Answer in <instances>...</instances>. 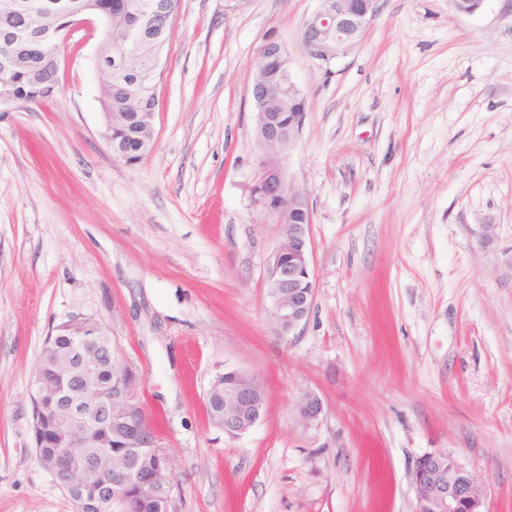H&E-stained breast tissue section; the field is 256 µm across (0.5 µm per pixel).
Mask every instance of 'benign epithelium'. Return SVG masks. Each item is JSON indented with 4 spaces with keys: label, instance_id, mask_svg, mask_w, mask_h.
<instances>
[{
    "label": "benign epithelium",
    "instance_id": "7a95c632",
    "mask_svg": "<svg viewBox=\"0 0 512 512\" xmlns=\"http://www.w3.org/2000/svg\"><path fill=\"white\" fill-rule=\"evenodd\" d=\"M5 11L25 12L31 31H38L41 20L62 14L65 26L43 33L61 49L74 27L94 20L112 31V17L100 11L91 0H9ZM378 13V0H320L318 9L305 21L302 45L308 56L326 67L361 39ZM305 111L290 113L283 121L279 112L257 113L258 137L262 154L284 146L292 147L299 135ZM253 204L283 222L286 214L306 207L300 194L288 189L282 166L261 160L260 177L251 192ZM285 237L273 253L267 268L271 296V322L275 332L287 336L306 320L313 306L315 285L310 273L309 225H284ZM78 350V357L64 360L52 338H47L40 359L63 375L54 380L36 374L31 381L32 436L35 447L50 452L40 465L59 485L77 498L78 512H123L124 498L117 488L125 482L112 474V431L124 434L129 447L147 450L158 447L153 430L142 422L133 424L140 408L133 404L127 413L117 415L113 402L124 393L125 368L116 366L107 385L98 382L104 363H112V339L91 317L75 316L62 325ZM233 405L224 412L220 429L236 439L247 433L265 414L263 387L242 385L234 391ZM301 419L311 422L322 413L321 400L306 395L299 403ZM415 488L413 512H485V493L472 472L451 452L437 451L421 456L412 471ZM95 489L84 495V486Z\"/></svg>",
    "mask_w": 512,
    "mask_h": 512
}]
</instances>
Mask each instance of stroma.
<instances>
[{"mask_svg": "<svg viewBox=\"0 0 512 512\" xmlns=\"http://www.w3.org/2000/svg\"><path fill=\"white\" fill-rule=\"evenodd\" d=\"M318 6L180 0L132 165L102 138V27L62 46L60 93L0 108V512H77L30 433L34 368L77 315L133 377L171 512H413L414 463L438 450L512 512V0H379L326 69L301 44ZM270 40L307 102L283 167L315 293L289 336L269 315L283 228L251 199ZM227 367L267 396L233 440L205 408Z\"/></svg>", "mask_w": 512, "mask_h": 512, "instance_id": "stroma-1", "label": "stroma"}]
</instances>
